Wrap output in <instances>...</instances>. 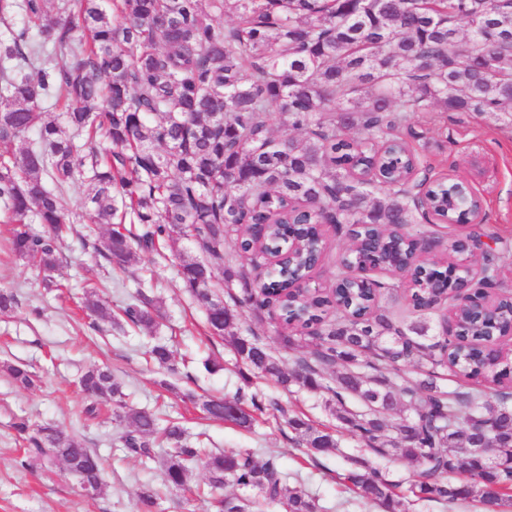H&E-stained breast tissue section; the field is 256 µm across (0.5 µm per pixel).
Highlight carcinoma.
I'll use <instances>...</instances> for the list:
<instances>
[{"mask_svg": "<svg viewBox=\"0 0 512 512\" xmlns=\"http://www.w3.org/2000/svg\"><path fill=\"white\" fill-rule=\"evenodd\" d=\"M233 25L216 21L227 10ZM23 12L27 26H11ZM0 215L14 225L10 248L43 273L48 289L58 257L56 241L79 214L65 190L81 182L83 207L98 234L79 235L83 249L109 268L126 269L164 242L176 251L183 288L204 309L209 335L231 338L245 369L270 377L286 392L298 385L329 395L341 428L369 454L418 467L405 490L363 460L337 479L382 509L409 512L412 500L448 512L471 502L512 505V392L478 384H512V355L489 358L462 340L488 332V321L512 326V297L504 294L489 320L456 302L460 336L427 335L380 312L378 302L401 287H362L358 266L372 257L400 266L424 236L394 235L408 226L456 216L448 185L432 182L424 154L411 147V115L421 112L498 114L512 120V0H0ZM63 101V120H45L43 103ZM160 115L163 121L153 124ZM305 133L304 142L281 140L278 123ZM359 122L361 137L348 136ZM38 131L20 155L16 143ZM302 251L285 267L266 272L252 290L249 226L262 225L266 247L286 245L288 220ZM43 224L39 234L30 225ZM128 224L140 226L134 233ZM321 224L341 231L357 226L370 252L352 245L340 260L336 299L292 293L288 282L307 273V258L322 245ZM193 242L198 255L176 249ZM224 287L243 297L224 303ZM269 309L290 347L312 338L313 359L288 373L256 329L243 328V309ZM83 313L93 329L112 322V311L89 287ZM128 323L151 333L159 307L140 294L124 310ZM158 367L176 373L174 351L149 350ZM360 354L368 360L356 364ZM336 367L332 374L326 367ZM446 369L476 384L445 389ZM4 370L23 389L34 385L26 368ZM401 379L394 389L395 379ZM90 399L112 408L127 426L123 451L140 460H163L168 489L183 490L201 462L208 484L227 481L257 492L254 498L218 497L216 512H318L304 489L284 485L277 463L249 452H213L187 441L179 422L129 404V394L108 368L80 378ZM405 400L412 415L395 422L389 411ZM252 425L253 413L272 408L295 433L310 460L338 449L280 401L256 393L232 399ZM200 408L224 418V399L205 396ZM15 428L27 457L59 460L80 485L101 493L103 461L75 435L49 422L18 418Z\"/></svg>", "mask_w": 512, "mask_h": 512, "instance_id": "obj_1", "label": "carcinoma"}]
</instances>
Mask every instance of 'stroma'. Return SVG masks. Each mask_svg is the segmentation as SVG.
<instances>
[{
    "label": "stroma",
    "mask_w": 512,
    "mask_h": 512,
    "mask_svg": "<svg viewBox=\"0 0 512 512\" xmlns=\"http://www.w3.org/2000/svg\"><path fill=\"white\" fill-rule=\"evenodd\" d=\"M412 122L416 131L429 132L437 141L429 150L435 174L466 179L481 198L483 224L508 246L500 260L501 276L512 281V123L467 112H426L414 115ZM11 231L10 224L0 222V289H11L19 299L12 317L0 316V366L29 365L37 381L31 389H20L0 370V512H137L139 494L150 489L162 493L157 512H213L202 499L162 492L159 464L147 468L124 456L119 437L125 426L109 407L100 406L96 416L86 415L88 401L78 379L85 369L98 365L110 367L124 382L130 404L162 408L190 434H203L211 449L248 451L259 460L276 458L282 480L308 491L321 512H380L353 497L336 479L361 454L351 434H340L338 450L313 464L272 412L256 415L252 427L244 429L201 411V396L230 399L247 383L230 341L207 335L203 310L181 286L176 255H195L192 242L180 241L175 252L165 247L143 254L107 280L76 236L64 237L57 243L59 266L54 274L63 289L50 292L43 288L37 269L10 253ZM89 284L98 287L117 318L138 290H145L159 303V326L150 335L130 325L105 336L92 333L78 315ZM157 342L168 344L180 364L176 391L161 388L164 375L146 354ZM209 358L221 359L223 371L207 372L204 362ZM20 416L53 422L107 458L102 494L85 496L61 462L24 460L23 443L13 428Z\"/></svg>",
    "instance_id": "1"
}]
</instances>
